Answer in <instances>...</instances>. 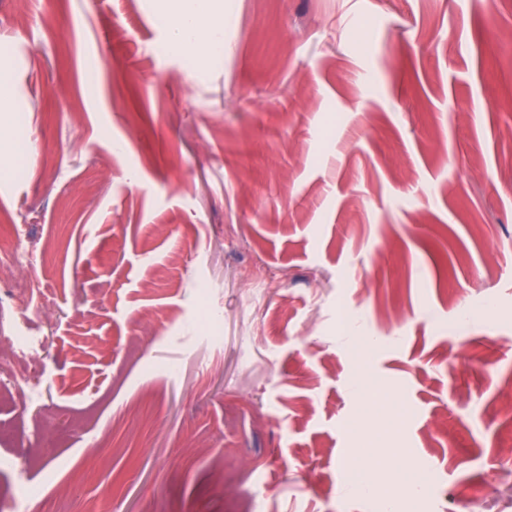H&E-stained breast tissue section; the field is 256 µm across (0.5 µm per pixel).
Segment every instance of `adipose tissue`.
I'll use <instances>...</instances> for the list:
<instances>
[{"instance_id":"ef3b65f1","label":"adipose tissue","mask_w":512,"mask_h":512,"mask_svg":"<svg viewBox=\"0 0 512 512\" xmlns=\"http://www.w3.org/2000/svg\"><path fill=\"white\" fill-rule=\"evenodd\" d=\"M217 14V0H168L163 9L170 50L184 54L194 69L206 68L221 51Z\"/></svg>"}]
</instances>
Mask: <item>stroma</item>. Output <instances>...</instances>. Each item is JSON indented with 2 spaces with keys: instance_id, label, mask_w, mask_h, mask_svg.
I'll return each mask as SVG.
<instances>
[{
  "instance_id": "obj_1",
  "label": "stroma",
  "mask_w": 512,
  "mask_h": 512,
  "mask_svg": "<svg viewBox=\"0 0 512 512\" xmlns=\"http://www.w3.org/2000/svg\"><path fill=\"white\" fill-rule=\"evenodd\" d=\"M159 4L0 0V512H512V0ZM163 16L170 50L184 54L196 70L206 68L222 50L223 35L215 17L219 0H166ZM0 322L2 332L8 331L10 334L9 350L8 352L0 351V364L26 366L31 363L34 352L41 347V341L36 337L25 335L21 326L12 317L11 307L0 306Z\"/></svg>"
}]
</instances>
